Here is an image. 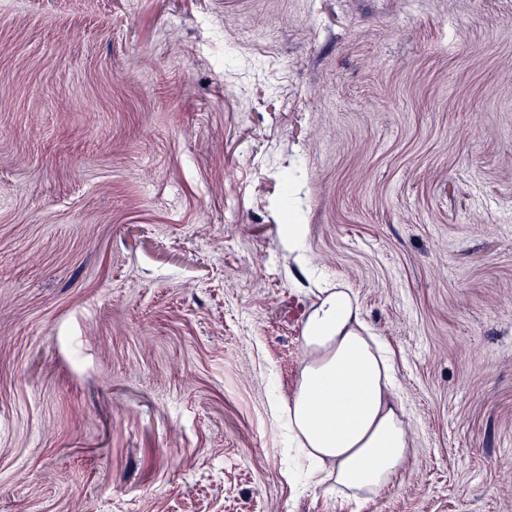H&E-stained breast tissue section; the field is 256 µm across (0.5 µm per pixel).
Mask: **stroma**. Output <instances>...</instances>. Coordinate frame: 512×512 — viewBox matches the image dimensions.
Returning a JSON list of instances; mask_svg holds the SVG:
<instances>
[{"label":"stroma","instance_id":"obj_1","mask_svg":"<svg viewBox=\"0 0 512 512\" xmlns=\"http://www.w3.org/2000/svg\"><path fill=\"white\" fill-rule=\"evenodd\" d=\"M327 284L411 431L357 501L274 412ZM0 512H512V0L0 5Z\"/></svg>","mask_w":512,"mask_h":512}]
</instances>
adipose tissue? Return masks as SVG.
<instances>
[{
    "label": "adipose tissue",
    "instance_id": "obj_1",
    "mask_svg": "<svg viewBox=\"0 0 512 512\" xmlns=\"http://www.w3.org/2000/svg\"><path fill=\"white\" fill-rule=\"evenodd\" d=\"M302 339L308 360L285 408L291 439L313 473L354 495L378 494L411 444L386 349L364 335L360 305L347 288L321 289Z\"/></svg>",
    "mask_w": 512,
    "mask_h": 512
}]
</instances>
